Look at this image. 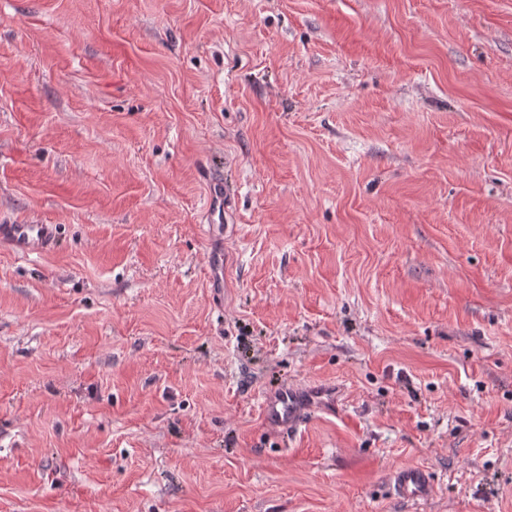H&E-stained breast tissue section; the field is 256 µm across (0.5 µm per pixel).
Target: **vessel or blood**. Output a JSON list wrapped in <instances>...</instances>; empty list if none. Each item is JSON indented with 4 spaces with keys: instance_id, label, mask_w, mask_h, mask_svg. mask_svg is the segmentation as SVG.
Wrapping results in <instances>:
<instances>
[{
    "instance_id": "obj_1",
    "label": "vessel or blood",
    "mask_w": 512,
    "mask_h": 512,
    "mask_svg": "<svg viewBox=\"0 0 512 512\" xmlns=\"http://www.w3.org/2000/svg\"><path fill=\"white\" fill-rule=\"evenodd\" d=\"M57 241L58 227L54 224H0V245L21 257L47 252ZM336 409L334 388L322 386H287L266 395L261 404L267 426L279 432L295 430L318 413L335 415ZM390 483L395 495L410 501L427 500L433 492L430 473L420 468L398 469L391 474Z\"/></svg>"
}]
</instances>
